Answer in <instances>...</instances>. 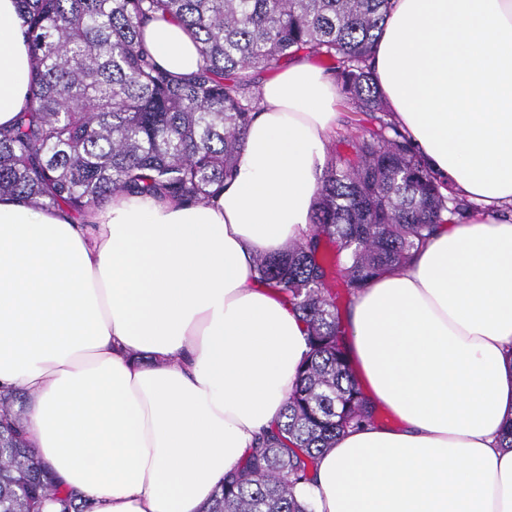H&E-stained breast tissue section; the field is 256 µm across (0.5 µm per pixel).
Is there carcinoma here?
Listing matches in <instances>:
<instances>
[{"mask_svg":"<svg viewBox=\"0 0 512 512\" xmlns=\"http://www.w3.org/2000/svg\"><path fill=\"white\" fill-rule=\"evenodd\" d=\"M35 64L31 104L0 128V196L75 218L116 194L207 204L234 177L259 107L254 72L300 54L326 60L344 102L374 128L340 140L312 224L258 281L300 314L308 354L271 431L202 512H314L298 498L348 428L376 424L343 347L337 289L355 295L402 267L437 226L479 211L437 178L374 83L372 50L392 0H17ZM197 40L187 76L161 68L141 29L156 15ZM93 512L30 448L22 397L0 394V512Z\"/></svg>","mask_w":512,"mask_h":512,"instance_id":"1","label":"carcinoma"}]
</instances>
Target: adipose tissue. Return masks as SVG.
<instances>
[{"label": "adipose tissue", "mask_w": 512, "mask_h": 512, "mask_svg": "<svg viewBox=\"0 0 512 512\" xmlns=\"http://www.w3.org/2000/svg\"><path fill=\"white\" fill-rule=\"evenodd\" d=\"M142 38L169 73L196 70L180 23ZM371 62L395 121L483 210L354 296L350 362L401 425L346 430L304 491L316 512H512V0H394ZM31 71L0 0V126ZM258 92L210 203L116 195L78 222L0 197V393H26L30 446L93 512H201L308 352L254 258L312 222L337 89L301 54Z\"/></svg>", "instance_id": "obj_1"}]
</instances>
